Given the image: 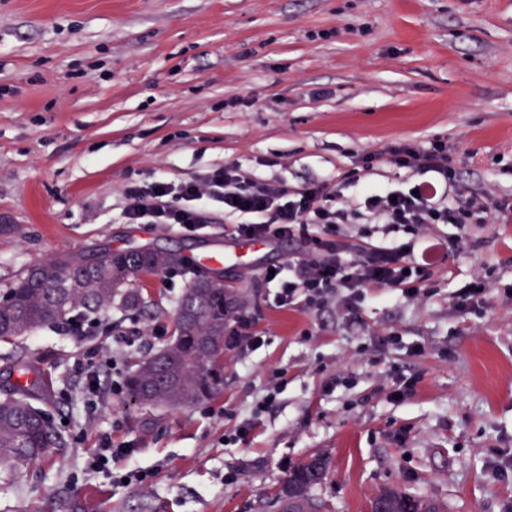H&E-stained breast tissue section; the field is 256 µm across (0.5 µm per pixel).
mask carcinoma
<instances>
[{
	"label": "carcinoma",
	"instance_id": "obj_1",
	"mask_svg": "<svg viewBox=\"0 0 512 512\" xmlns=\"http://www.w3.org/2000/svg\"><path fill=\"white\" fill-rule=\"evenodd\" d=\"M179 251L103 248L90 257L50 256L20 276L0 296V341L73 319L94 320L120 299L133 309L144 302L140 279L187 273ZM239 300L215 276L196 271L179 298L174 336L128 375L127 394L137 404L181 409L211 398L223 382L224 337ZM13 372L26 383L0 390V479L17 481L33 464L65 447L52 415L33 387L36 369L16 361ZM327 458L315 454L289 468L278 490L277 512H323L313 495L328 473ZM384 512H441L440 505L388 487L378 494Z\"/></svg>",
	"mask_w": 512,
	"mask_h": 512
}]
</instances>
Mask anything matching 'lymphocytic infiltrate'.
<instances>
[{
    "label": "lymphocytic infiltrate",
    "instance_id": "lymphocytic-infiltrate-1",
    "mask_svg": "<svg viewBox=\"0 0 512 512\" xmlns=\"http://www.w3.org/2000/svg\"><path fill=\"white\" fill-rule=\"evenodd\" d=\"M382 155L394 168L425 174V181L413 190L365 181L374 161L370 154L342 179L313 181L298 189L227 164L193 182L127 184L124 214L132 224H175L191 230L212 223L209 204L219 202L225 215L236 217L237 238L298 242L287 265L262 277L264 288L274 289L277 307H290L301 298L315 306L331 296L343 318L354 325L361 321L359 304L365 297L414 301L425 295L436 260L460 253L469 238L468 225L489 223L497 208L488 194L478 191L457 201L456 171L447 141L393 143ZM350 184L361 187L352 197L344 194ZM361 219L403 232L405 238L385 244L344 239L340 225ZM440 224L452 225L453 233L439 236ZM134 453L131 447L115 448L111 436L103 434L86 468L109 475L114 484L143 487L151 482L152 471L112 468Z\"/></svg>",
    "mask_w": 512,
    "mask_h": 512
}]
</instances>
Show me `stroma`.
Wrapping results in <instances>:
<instances>
[{"label":"stroma","mask_w":512,"mask_h":512,"mask_svg":"<svg viewBox=\"0 0 512 512\" xmlns=\"http://www.w3.org/2000/svg\"><path fill=\"white\" fill-rule=\"evenodd\" d=\"M437 138L461 196L507 203L496 223L471 225L431 295L366 298L353 327L333 304L260 301L288 241L225 265V288L263 304L264 343L225 350L209 400L173 410L112 392L113 371L169 342L185 274L147 279L148 310L113 305L87 338L46 327L1 343L0 388L13 358L36 363L66 446L19 487L0 484V512H275L290 465L314 453L329 461L314 490L329 512H369L388 487L444 512H512V0H0V294L52 255L227 242L218 202L194 232L128 223V182L234 163L296 189ZM481 261L489 307L464 320L448 268ZM393 331L400 344L380 349ZM95 347L117 366L90 401L79 365ZM400 375L417 384L397 400ZM244 422L247 439L230 441ZM104 432L136 447L116 467L153 470L148 488L85 471Z\"/></svg>","instance_id":"obj_1"}]
</instances>
